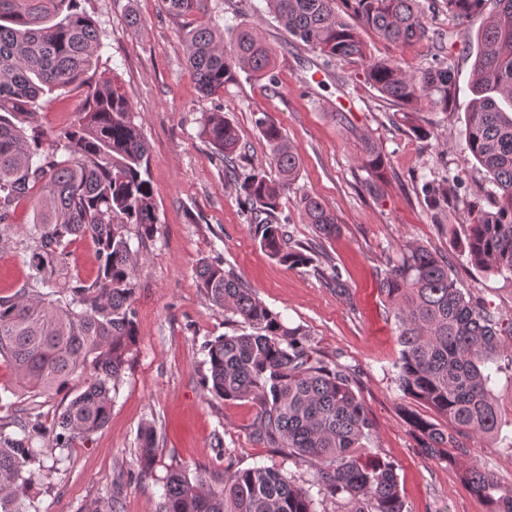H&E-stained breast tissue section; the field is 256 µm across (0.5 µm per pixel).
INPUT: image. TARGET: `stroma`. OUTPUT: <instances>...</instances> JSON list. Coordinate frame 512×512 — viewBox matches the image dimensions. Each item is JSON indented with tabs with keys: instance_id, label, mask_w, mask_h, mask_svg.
<instances>
[{
	"instance_id": "stroma-1",
	"label": "stroma",
	"mask_w": 512,
	"mask_h": 512,
	"mask_svg": "<svg viewBox=\"0 0 512 512\" xmlns=\"http://www.w3.org/2000/svg\"><path fill=\"white\" fill-rule=\"evenodd\" d=\"M431 32L440 42L403 49L364 32L372 57L398 60L416 70L440 59L457 76L458 111L423 108L430 139L418 138L394 120L397 107L366 81L362 63H324L264 10L263 0H205V17L227 29L246 18L272 45L282 46L276 84L240 75L215 95L202 92L186 60L182 35L194 18L169 14L160 0H82L81 7L102 33L103 48L91 72L118 76L143 128L150 149L149 176L159 225L143 251L136 273L134 306L138 338L118 385L108 423L90 440L59 448L38 442L48 473L37 482L40 512H156L161 480L169 467H202L212 482L253 465L282 468L299 484L313 469L285 459L256 439L251 402L225 401L204 386L208 373L201 346L229 330L223 314L198 288L196 263L221 257L225 266L254 288L288 325L302 326L312 345L355 375V391L374 423L371 453L393 462L407 512H487L485 502L465 489L461 463L425 457L402 413L415 408L396 382L401 346L395 320L386 311L380 278L388 260L408 241L448 259L458 288L471 293L503 320L512 319V279L472 266L456 242L469 209L490 206V177L466 150L465 109L472 98L470 72L478 22L459 24L444 0H420ZM81 93L59 90L40 101L34 122L50 133L78 126ZM224 112L239 132L237 172L269 170L270 150L254 125L263 111L277 120L301 158L295 185L282 197V212L295 239L316 241L296 206L301 194L324 201L340 231L319 243L316 263L335 267L350 296L341 298L314 266L291 269L268 257L250 230L236 187L207 142L205 113ZM372 137L387 163L385 180L362 168L361 137ZM452 179L464 204L437 212L426 204L427 180ZM24 225L0 236V295L19 288L28 275L13 244ZM491 383L500 408L502 431L493 439H466L469 458L494 472L512 489V364L500 359ZM0 423L28 415L51 426L69 393H36L17 384L11 367L0 362ZM158 431L153 476L138 475L137 432L143 422Z\"/></svg>"
}]
</instances>
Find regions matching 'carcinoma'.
Wrapping results in <instances>:
<instances>
[{
  "label": "carcinoma",
  "mask_w": 512,
  "mask_h": 512,
  "mask_svg": "<svg viewBox=\"0 0 512 512\" xmlns=\"http://www.w3.org/2000/svg\"><path fill=\"white\" fill-rule=\"evenodd\" d=\"M263 2L289 35L326 62H362L366 80L399 107L398 119L418 136L430 135L417 124L421 105L439 112L457 108L454 71L437 60L407 71L393 60L373 58L363 39L369 30L397 47L434 41L419 0ZM446 2L457 20H480L466 149L495 186L493 210L479 211L464 225L463 251L476 268L512 276V115L497 102L501 97L512 103V0ZM161 3L185 16L203 12L205 0ZM184 40L187 63L209 95L241 72L275 82L277 49L245 21L227 38L201 22ZM102 47L80 0H0V227L16 223L21 204L29 214L26 234L15 242L29 274L15 292L0 295V358L33 391L59 393L83 379L84 389L52 424L59 448L89 439L110 418L113 392L138 336L133 296L139 249L153 241L159 221L149 147L131 101L117 79L88 77ZM68 88L82 90V124L61 134L36 128L26 133L23 122L38 100ZM254 124L277 177L252 173L239 185L251 230L270 258L305 267L313 262V247L292 240L288 219L279 214L280 198L298 178L299 154L268 113H256ZM202 132L224 175L234 177L237 128L224 113L209 112ZM359 160L381 177L384 157L367 136ZM422 193L433 209L459 204L451 187L437 181L424 183ZM299 206L319 238L336 236V214L321 199L303 195ZM83 238L96 249L91 280L71 268L70 245ZM197 281L234 326L233 334L203 345L208 390L220 399L252 402L260 439L312 468L314 479L306 487L279 468L257 465L237 469L217 485L204 469L191 476L172 468L162 481L159 512H318L321 498L342 500L351 512H407L394 465L365 453L373 423L349 370L319 358L304 328L285 324L222 262L199 260ZM381 292L399 330V388L440 418L433 422L404 409L422 453L451 462L467 455L460 438L498 436L502 419L490 365L498 364L503 337L512 339V321L503 324L458 288L448 259L421 244L405 243L387 262ZM15 427L19 432L8 433L0 425V512H39L31 465L44 429L30 416ZM156 442L155 424H143L137 433L141 477L153 473ZM461 481L488 512H512V490H503L479 462L463 468Z\"/></svg>",
  "instance_id": "obj_1"
}]
</instances>
